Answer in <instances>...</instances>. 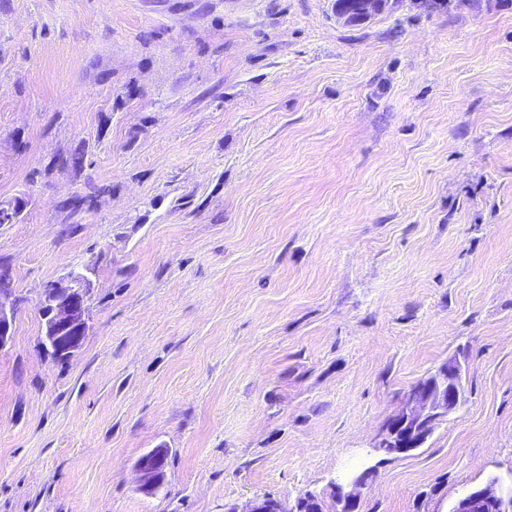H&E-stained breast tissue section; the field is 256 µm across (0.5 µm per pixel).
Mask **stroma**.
<instances>
[{
	"label": "stroma",
	"mask_w": 512,
	"mask_h": 512,
	"mask_svg": "<svg viewBox=\"0 0 512 512\" xmlns=\"http://www.w3.org/2000/svg\"><path fill=\"white\" fill-rule=\"evenodd\" d=\"M335 2L0 0V512L293 503L461 350L360 512L512 486V0ZM86 266L62 363L40 293ZM11 288L0 289V349L12 338L15 303L11 299ZM464 365L452 356L413 384L401 408L391 415L370 448L399 457L422 448L438 426L463 403ZM167 455V450L165 456V450L157 448L137 460L136 468L141 476V490L150 492L158 488L163 477Z\"/></svg>",
	"instance_id": "obj_1"
}]
</instances>
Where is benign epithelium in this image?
Returning a JSON list of instances; mask_svg holds the SVG:
<instances>
[{"instance_id":"7a95c632","label":"benign epithelium","mask_w":512,"mask_h":512,"mask_svg":"<svg viewBox=\"0 0 512 512\" xmlns=\"http://www.w3.org/2000/svg\"><path fill=\"white\" fill-rule=\"evenodd\" d=\"M9 288L0 289V349L12 338L15 303ZM90 280L74 272L65 282L50 281L41 292L39 312L43 320V347L56 355L72 357L81 347L88 329ZM464 365L454 355L433 373L413 384L404 397L401 408L391 415L372 445L374 453L393 457L406 455L422 448L438 426L455 413L463 403ZM166 465L165 450L154 449L136 462L141 476V490L158 488ZM376 466H369L359 475L347 477L345 482L329 483L330 497L336 512H355L368 485V476ZM226 512H303L300 504L287 506L270 497H259L240 509L235 505ZM450 512H512V492L504 490L497 478L485 485L465 491L453 504Z\"/></svg>"}]
</instances>
